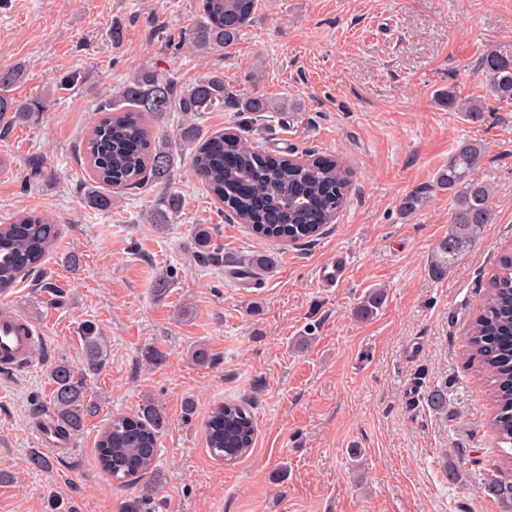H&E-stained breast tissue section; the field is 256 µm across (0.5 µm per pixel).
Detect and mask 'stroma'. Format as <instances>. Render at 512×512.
Instances as JSON below:
<instances>
[{
  "mask_svg": "<svg viewBox=\"0 0 512 512\" xmlns=\"http://www.w3.org/2000/svg\"><path fill=\"white\" fill-rule=\"evenodd\" d=\"M199 2L0 0V67L22 64L14 95L46 105L0 137V221L27 212L60 230L41 271L6 298L43 339L28 367L0 373V512H120L134 497L153 512H501L483 489L503 474L487 389L462 351L488 279L512 251V103H490L473 123L438 95H482L476 63L489 45L512 46V0H259L235 42L208 56L179 38ZM145 67L182 86L218 70L231 90L272 108L152 121L173 154L169 186L124 189L110 211L92 210L85 135L100 104ZM70 72L81 83L56 89ZM222 130L284 157L339 158L353 186L336 222L294 246L225 217L190 167L196 141ZM465 140L484 149L474 176L494 191L492 220L437 279L430 262L453 196L435 176ZM36 161L44 173L34 179ZM170 192L179 212L153 223ZM416 192L424 206L404 212ZM202 229L222 263L203 262ZM339 252L346 279L319 288L318 266ZM261 257L253 279L227 266ZM375 290L374 316L357 319ZM87 324L105 339L102 365L86 376L97 410L49 470L32 468L50 370L81 366ZM200 347L204 365L193 356ZM436 388L447 413L430 404ZM227 399L249 404L257 422L254 447L231 466L203 433ZM149 403L165 421L155 471L118 486L97 463V439L113 415Z\"/></svg>",
  "mask_w": 512,
  "mask_h": 512,
  "instance_id": "1",
  "label": "stroma"
}]
</instances>
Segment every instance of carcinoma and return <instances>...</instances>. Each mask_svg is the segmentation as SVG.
<instances>
[{
	"instance_id": "1",
	"label": "carcinoma",
	"mask_w": 512,
	"mask_h": 512,
	"mask_svg": "<svg viewBox=\"0 0 512 512\" xmlns=\"http://www.w3.org/2000/svg\"><path fill=\"white\" fill-rule=\"evenodd\" d=\"M257 8V0H202L199 20L185 33L197 52L215 53L233 43ZM486 95L512 102V46L489 48L480 58ZM22 77V68H0V134L34 113L45 103L39 98L18 101L10 95ZM454 108L477 122L486 101L460 102L453 90L443 96ZM270 105L261 97L237 94L224 83V73L213 70L195 84L180 87L170 77L145 67L122 84L112 99L100 105L102 117L85 143L86 159L96 185L85 202L98 211L112 209V195L104 187L151 188L170 182V152L156 143L146 119L167 112H259ZM483 154L482 145L461 142L437 174L436 183L453 194L454 208L448 236L436 246L432 273H448L461 250L491 219V188L474 179L472 171ZM191 166L208 193L253 234L276 241L309 243L331 224L345 200L350 172L337 160L323 158L290 163L244 141L237 133L210 135L195 148ZM57 225L30 213H19L0 224V295L14 290L38 271L58 239ZM466 362L486 376L492 414L491 429L502 445V460L512 463V253L503 254L488 280L482 305L468 324ZM84 367L61 361L50 371L54 390L51 409L63 434L80 431L84 418L97 406L86 395L85 374L101 365L105 345L93 326L84 328ZM164 418L154 405L133 415H117L100 434L96 456L103 472L120 484L135 483L153 472ZM255 418L248 406L223 402L212 408L206 423L207 448L225 464H233L253 447ZM512 512V478H496L484 486Z\"/></svg>"
}]
</instances>
